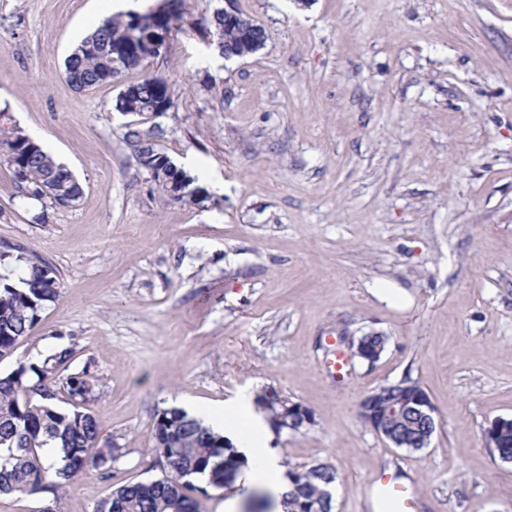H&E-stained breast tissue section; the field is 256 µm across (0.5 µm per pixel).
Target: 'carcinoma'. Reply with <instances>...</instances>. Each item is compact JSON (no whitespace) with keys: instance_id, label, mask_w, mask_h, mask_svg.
<instances>
[{"instance_id":"obj_1","label":"carcinoma","mask_w":512,"mask_h":512,"mask_svg":"<svg viewBox=\"0 0 512 512\" xmlns=\"http://www.w3.org/2000/svg\"><path fill=\"white\" fill-rule=\"evenodd\" d=\"M184 0H169L161 6L164 15L158 29L170 37L182 18ZM209 24L214 27L218 48L227 54L242 51L243 31L224 22L214 11ZM157 32L133 25L129 12L104 20L68 56L65 74L68 82L83 90L114 81L122 73L144 66L157 57L152 44ZM173 104L168 81L148 74L119 93L115 109L119 112L168 111ZM140 167L154 169V182L160 196L168 202L189 203L194 179L174 160L149 141L147 151L135 150ZM0 159L12 168L15 178L26 184L30 196L55 204L51 194L64 188L79 201L83 188L74 175L40 144L12 129L0 130ZM21 264L17 279L0 274V359L13 353L16 344L41 321L48 304L60 295L61 281L56 269L44 258L9 251L0 252V265ZM71 347L60 348L39 362L19 366L0 375V494H35L55 490L82 474L88 467L103 468L116 460L112 442L101 441L96 417L80 410L92 384L87 372L72 374L58 383L61 366L73 357ZM418 385L405 380L382 386L360 405L363 417L383 414L386 407L408 398ZM66 394L68 411L57 407L60 394ZM269 419L278 417L289 401L274 389L255 398ZM397 447L408 452L423 450L424 419L409 413L391 427ZM155 451L165 462L162 477L128 482L117 487L95 512H200L194 481L229 488L242 473L247 460L224 436L214 433L201 420L180 409H164L154 424ZM484 439L503 463L512 462V427L484 431ZM52 440L61 443L62 466L50 471L42 460L43 448ZM290 491L283 500L285 512H331L332 499L322 492L332 488L338 474L330 465L289 470Z\"/></svg>"}]
</instances>
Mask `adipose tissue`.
Here are the masks:
<instances>
[{
  "mask_svg": "<svg viewBox=\"0 0 512 512\" xmlns=\"http://www.w3.org/2000/svg\"><path fill=\"white\" fill-rule=\"evenodd\" d=\"M195 417L214 432L227 435L237 446L238 451L251 467L253 481L272 488L276 496H283L288 483L282 478L283 467L279 455L271 448L257 447L255 437L267 434L268 428L261 417L241 414L238 421H230L223 411L195 409Z\"/></svg>",
  "mask_w": 512,
  "mask_h": 512,
  "instance_id": "obj_1",
  "label": "adipose tissue"
}]
</instances>
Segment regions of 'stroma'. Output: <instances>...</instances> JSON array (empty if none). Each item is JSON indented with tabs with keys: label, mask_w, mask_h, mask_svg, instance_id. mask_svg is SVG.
<instances>
[{
	"label": "stroma",
	"mask_w": 512,
	"mask_h": 512,
	"mask_svg": "<svg viewBox=\"0 0 512 512\" xmlns=\"http://www.w3.org/2000/svg\"><path fill=\"white\" fill-rule=\"evenodd\" d=\"M221 5L185 0L164 54L78 90L64 60L113 0H0V128L84 190L52 206L0 161V241L62 282L0 373L72 347L60 374L88 372L83 409L119 449L59 494L0 496V512H94L162 476L159 410L267 388L311 411L268 445L284 469H336L332 512H378L383 471L415 486V512H512V463L483 439L512 418V0H236L268 39L231 61L207 23ZM146 74L173 105L140 130L160 127L196 203L163 201L125 137L115 100ZM370 331L389 337L378 361L327 373L331 339ZM407 377L437 426L415 453L359 416Z\"/></svg>",
	"instance_id": "stroma-1"
}]
</instances>
